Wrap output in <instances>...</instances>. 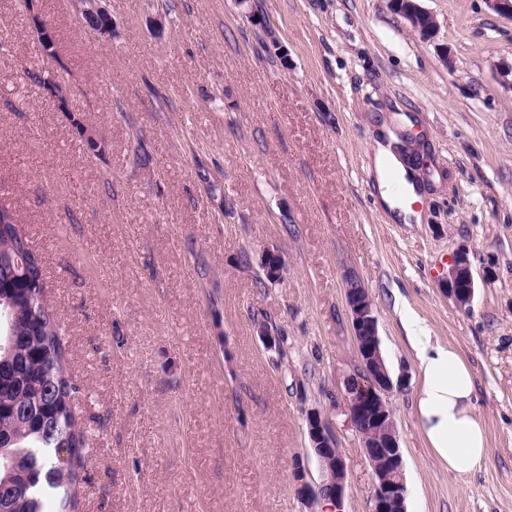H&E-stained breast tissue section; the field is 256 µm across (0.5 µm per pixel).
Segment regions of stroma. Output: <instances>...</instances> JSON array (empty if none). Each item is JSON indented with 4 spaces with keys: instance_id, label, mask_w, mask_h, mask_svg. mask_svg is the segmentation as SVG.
<instances>
[{
    "instance_id": "obj_1",
    "label": "stroma",
    "mask_w": 512,
    "mask_h": 512,
    "mask_svg": "<svg viewBox=\"0 0 512 512\" xmlns=\"http://www.w3.org/2000/svg\"><path fill=\"white\" fill-rule=\"evenodd\" d=\"M420 4L429 38L388 0H106L102 38L74 0H39L49 58L20 0H0V205L67 329L95 448L79 512H308L291 466L319 482L312 409L346 464L341 512H371L347 416L350 270L394 382L407 512H512V19L485 0ZM382 127L421 158L420 223L377 202ZM268 248L287 262L275 283ZM462 250L467 309L443 285ZM406 315L472 366L489 454L469 476L428 448ZM260 264L268 280L277 282L282 279L286 263L279 252L270 249L263 251Z\"/></svg>"
}]
</instances>
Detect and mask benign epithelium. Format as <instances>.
<instances>
[{
	"instance_id": "benign-epithelium-1",
	"label": "benign epithelium",
	"mask_w": 512,
	"mask_h": 512,
	"mask_svg": "<svg viewBox=\"0 0 512 512\" xmlns=\"http://www.w3.org/2000/svg\"><path fill=\"white\" fill-rule=\"evenodd\" d=\"M79 11L89 24V30L101 37L112 35V17L101 5L103 0H77ZM391 9L403 17L413 32L428 37L436 28L433 15L425 11L419 0H390ZM27 14L38 42L49 56L55 48L54 33L39 16L36 0H26ZM260 264L272 282L282 279L286 263L275 250H265ZM345 299L350 314L353 336L363 374L348 383L347 412L356 430L371 428L370 440L363 441L366 456L371 462L375 482L371 497V512H406V484L402 455L394 427L393 411L385 395L393 381L383 359L378 335V318L367 290L360 286L355 273L344 277ZM447 292L464 309L470 307L474 296V278L466 251L456 254L448 270ZM311 449L320 461L322 481L314 487L307 482L304 467L295 461L291 475L300 497L308 505L328 503L340 510L346 488V466L328 423L317 410L307 413Z\"/></svg>"
}]
</instances>
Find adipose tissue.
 I'll return each instance as SVG.
<instances>
[{
	"mask_svg": "<svg viewBox=\"0 0 512 512\" xmlns=\"http://www.w3.org/2000/svg\"><path fill=\"white\" fill-rule=\"evenodd\" d=\"M375 165L381 204L402 221L415 219L410 205L414 187L406 183L404 169L381 141L376 144ZM408 330L418 361L415 407L420 425L449 476H468L482 466L489 451L487 429L475 408L472 369L456 347L423 341L416 323H409Z\"/></svg>",
	"mask_w": 512,
	"mask_h": 512,
	"instance_id": "obj_1",
	"label": "adipose tissue"
}]
</instances>
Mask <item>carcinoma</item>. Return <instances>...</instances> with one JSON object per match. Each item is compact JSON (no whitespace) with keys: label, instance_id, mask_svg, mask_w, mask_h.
Here are the masks:
<instances>
[{"label":"carcinoma","instance_id":"cac0c4a2","mask_svg":"<svg viewBox=\"0 0 512 512\" xmlns=\"http://www.w3.org/2000/svg\"><path fill=\"white\" fill-rule=\"evenodd\" d=\"M42 263L15 215L0 211V512H79L92 449L72 400L65 326L42 301ZM70 463L59 467L58 448Z\"/></svg>","mask_w":512,"mask_h":512}]
</instances>
